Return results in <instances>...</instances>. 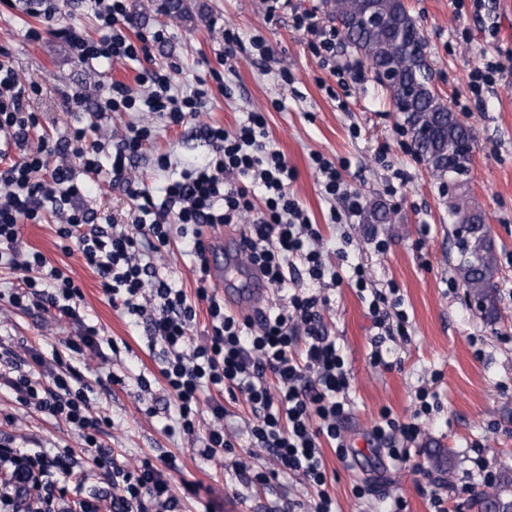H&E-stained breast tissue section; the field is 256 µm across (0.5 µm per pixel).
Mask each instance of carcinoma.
<instances>
[{
    "instance_id": "carcinoma-1",
    "label": "carcinoma",
    "mask_w": 512,
    "mask_h": 512,
    "mask_svg": "<svg viewBox=\"0 0 512 512\" xmlns=\"http://www.w3.org/2000/svg\"><path fill=\"white\" fill-rule=\"evenodd\" d=\"M331 22L341 26L344 37L360 63L374 75L383 74L382 86L394 111L409 134L415 158L430 174L447 183L457 181L461 192L453 197L449 212L455 224L458 253L456 269L466 294L481 303L489 321L499 316L496 247L485 213L470 203L468 181L471 157L456 145L473 141L471 127L434 91L425 37L409 13L405 0H333ZM480 512H512V479L499 489L478 494Z\"/></svg>"
}]
</instances>
